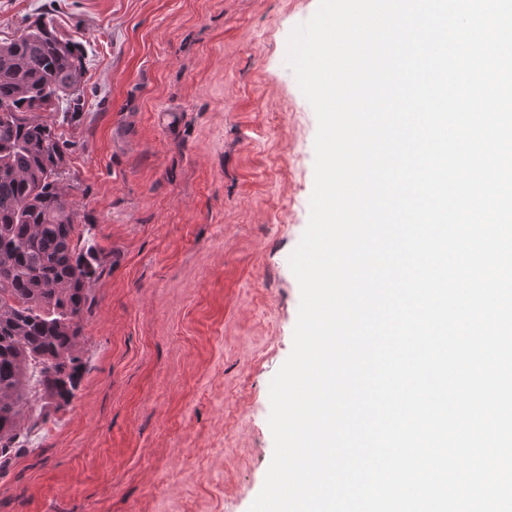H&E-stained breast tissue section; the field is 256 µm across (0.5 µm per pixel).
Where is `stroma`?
Wrapping results in <instances>:
<instances>
[{
    "label": "stroma",
    "instance_id": "obj_1",
    "mask_svg": "<svg viewBox=\"0 0 512 512\" xmlns=\"http://www.w3.org/2000/svg\"><path fill=\"white\" fill-rule=\"evenodd\" d=\"M319 0H0L85 75L63 184L106 252L69 402L0 467V512H248L273 456L318 121L285 57Z\"/></svg>",
    "mask_w": 512,
    "mask_h": 512
}]
</instances>
